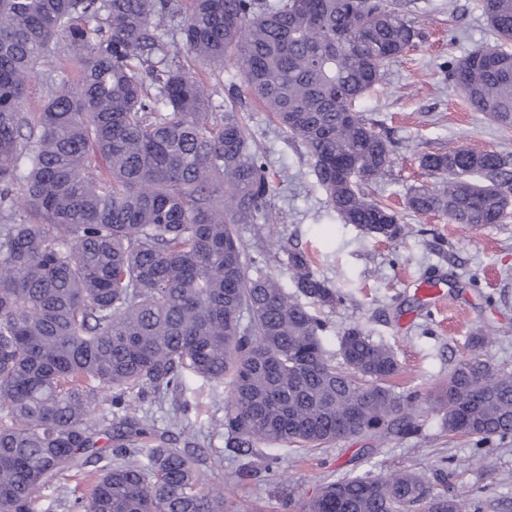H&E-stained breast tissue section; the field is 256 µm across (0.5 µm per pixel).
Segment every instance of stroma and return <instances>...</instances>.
I'll list each match as a JSON object with an SVG mask.
<instances>
[{
	"label": "stroma",
	"mask_w": 512,
	"mask_h": 512,
	"mask_svg": "<svg viewBox=\"0 0 512 512\" xmlns=\"http://www.w3.org/2000/svg\"><path fill=\"white\" fill-rule=\"evenodd\" d=\"M408 19L417 32L414 47L384 65V77L356 108L378 123L392 144V164L363 190L403 210L412 186L428 183L418 153L448 151L460 142L512 153V129L490 123L452 91L448 68L474 47L493 42L482 15V0H414ZM244 125L265 156L272 191L263 219L240 224L236 233L286 289L294 283L287 251H305L321 277L343 295L335 307L319 309L328 325L324 336L337 356L345 328L364 325L373 340L396 353L402 366L398 384L428 391L475 350L479 330L493 333L483 347L493 366L512 369V217L483 229H462L440 217L408 216L409 232L387 242L334 218L316 183L313 160L301 142L288 137L267 113L247 105ZM443 288L444 311H435L417 286ZM193 404V440L222 460L208 468L209 486L223 489L226 504L248 501L258 512H303L318 485L347 474H379L409 469L433 478L439 458L460 463L454 483L472 512H512V440L492 444L478 458L472 440L446 435L438 416L423 414L417 436L350 437L305 460L283 445L240 452L227 447L222 418L226 394L199 378L185 393ZM279 455L277 475L261 472L267 454ZM258 467L241 477L246 466Z\"/></svg>",
	"instance_id": "1"
}]
</instances>
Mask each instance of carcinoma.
I'll use <instances>...</instances> for the list:
<instances>
[{
  "label": "carcinoma",
  "instance_id": "cac0c4a2",
  "mask_svg": "<svg viewBox=\"0 0 512 512\" xmlns=\"http://www.w3.org/2000/svg\"><path fill=\"white\" fill-rule=\"evenodd\" d=\"M404 0H0V512H36L54 486L68 512H224L205 452L173 446L141 414L199 377L226 388L234 448L309 454L354 436L408 438L424 410L478 445L512 439V372L464 357L433 392L396 390L400 363L359 324L340 334L256 257L236 224L267 208L264 156L235 105L214 111L204 66L233 62L248 99L300 140L332 212L387 241L407 225L360 183L392 163L355 104L414 45ZM496 37L448 72L471 110L512 129V0H483ZM64 55L73 76L41 71ZM45 88L29 109L36 78ZM432 185L406 208L480 229L512 210V154L423 152ZM297 292H340L288 251ZM106 406L101 418L92 414ZM192 405L174 407L191 432ZM94 467L85 492L68 480ZM411 470L346 474L306 512H464Z\"/></svg>",
  "mask_w": 512,
  "mask_h": 512
}]
</instances>
